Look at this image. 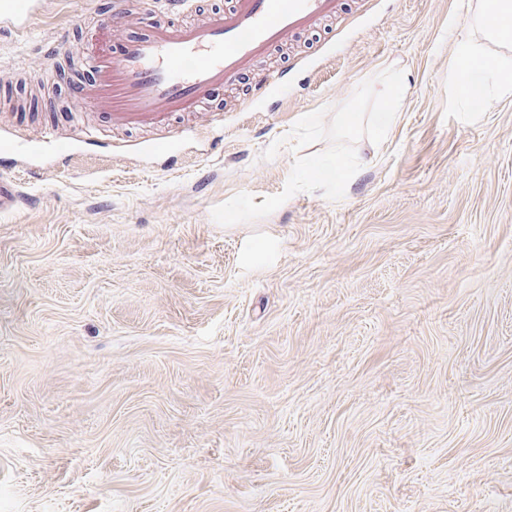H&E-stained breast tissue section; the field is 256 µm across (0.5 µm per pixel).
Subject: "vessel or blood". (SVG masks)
<instances>
[{
	"label": "vessel or blood",
	"mask_w": 512,
	"mask_h": 512,
	"mask_svg": "<svg viewBox=\"0 0 512 512\" xmlns=\"http://www.w3.org/2000/svg\"><path fill=\"white\" fill-rule=\"evenodd\" d=\"M41 0H0V22L25 32ZM340 0H231L227 9L190 23L147 17L137 31L113 41L110 21L92 48L99 81L89 97L116 126L167 124L173 113L195 112L218 85H231L257 58L299 32L336 15ZM12 163L0 152V212L19 198L15 182L2 178Z\"/></svg>",
	"instance_id": "obj_1"
}]
</instances>
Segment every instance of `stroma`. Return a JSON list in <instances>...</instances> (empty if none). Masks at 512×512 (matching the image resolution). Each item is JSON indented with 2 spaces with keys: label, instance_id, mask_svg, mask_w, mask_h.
I'll return each mask as SVG.
<instances>
[{
  "label": "stroma",
  "instance_id": "1",
  "mask_svg": "<svg viewBox=\"0 0 512 512\" xmlns=\"http://www.w3.org/2000/svg\"><path fill=\"white\" fill-rule=\"evenodd\" d=\"M114 2L0 29V134L76 145L7 172L0 512H512V97L456 98L467 0H344L270 57L286 86L253 96L250 70L142 132L46 58L81 57ZM390 67L406 98L341 200L214 222L283 190L295 152L261 154L299 118Z\"/></svg>",
  "mask_w": 512,
  "mask_h": 512
}]
</instances>
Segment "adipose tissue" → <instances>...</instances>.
<instances>
[{"mask_svg":"<svg viewBox=\"0 0 512 512\" xmlns=\"http://www.w3.org/2000/svg\"><path fill=\"white\" fill-rule=\"evenodd\" d=\"M463 28L453 80L459 99L479 111L488 94L512 93V0H479ZM492 44L502 54L490 55Z\"/></svg>","mask_w":512,"mask_h":512,"instance_id":"obj_1","label":"adipose tissue"}]
</instances>
